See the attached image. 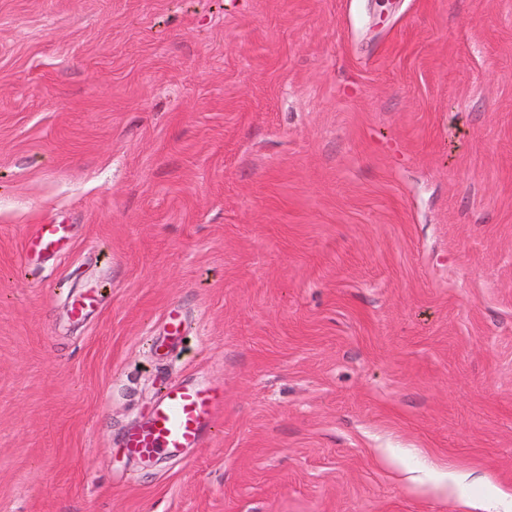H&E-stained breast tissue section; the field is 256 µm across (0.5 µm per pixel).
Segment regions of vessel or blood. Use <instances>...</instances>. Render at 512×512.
Returning <instances> with one entry per match:
<instances>
[{"instance_id":"1","label":"vessel or blood","mask_w":512,"mask_h":512,"mask_svg":"<svg viewBox=\"0 0 512 512\" xmlns=\"http://www.w3.org/2000/svg\"><path fill=\"white\" fill-rule=\"evenodd\" d=\"M69 238L63 224L37 225L28 245L40 256L62 251ZM224 407L221 390L199 383H168L157 397L150 420L127 437L128 450L141 461L177 457L202 444Z\"/></svg>"}]
</instances>
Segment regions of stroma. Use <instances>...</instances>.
Segmentation results:
<instances>
[{
  "mask_svg": "<svg viewBox=\"0 0 512 512\" xmlns=\"http://www.w3.org/2000/svg\"><path fill=\"white\" fill-rule=\"evenodd\" d=\"M184 379L216 427L128 456ZM470 501L512 512V0H0V512ZM69 238L65 224H38L28 245L38 256H52L63 250Z\"/></svg>",
  "mask_w": 512,
  "mask_h": 512,
  "instance_id": "obj_1",
  "label": "stroma"
}]
</instances>
